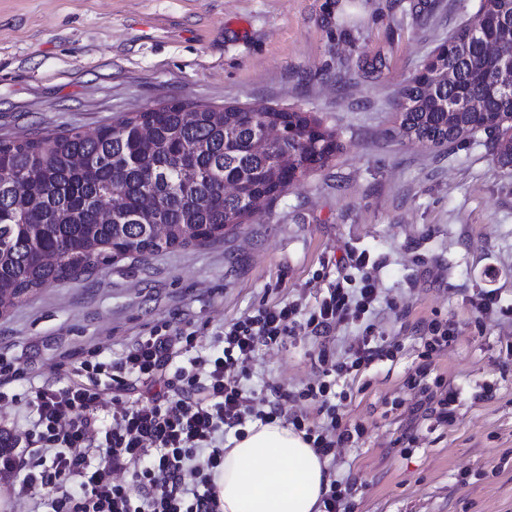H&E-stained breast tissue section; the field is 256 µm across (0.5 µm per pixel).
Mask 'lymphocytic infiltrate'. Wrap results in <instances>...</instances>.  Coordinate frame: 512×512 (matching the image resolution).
Here are the masks:
<instances>
[{
	"instance_id": "obj_1",
	"label": "lymphocytic infiltrate",
	"mask_w": 512,
	"mask_h": 512,
	"mask_svg": "<svg viewBox=\"0 0 512 512\" xmlns=\"http://www.w3.org/2000/svg\"><path fill=\"white\" fill-rule=\"evenodd\" d=\"M347 260L362 273L359 287L335 279L307 311L294 302L258 306L225 323L207 356L197 353L200 328L157 324L116 362L99 361L96 347L60 352L57 369L73 376V383L21 395L15 388L29 381L31 370L0 352V402H25L32 414L23 446L0 448V480H6L10 499L42 495L52 512H223L215 484L224 469L218 434L255 420H280L304 433L323 457L358 442L362 430L350 422L344 404L332 402L329 379L391 358L398 346L378 339L369 319L378 300L375 281L365 273L369 256L352 253ZM349 323L360 332L345 357L320 346L318 385L292 391L272 382L261 396L245 386L246 361L259 346H278L293 336L322 339ZM423 331L424 350L406 379L416 396L413 408L452 426L458 420L454 391L427 377L433 353L448 348L455 332L435 319ZM178 353L190 355L189 366H173ZM132 380L144 392L131 402L124 393ZM107 393L112 420L106 424L98 408Z\"/></svg>"
}]
</instances>
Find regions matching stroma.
I'll list each match as a JSON object with an SVG mask.
<instances>
[{
    "mask_svg": "<svg viewBox=\"0 0 512 512\" xmlns=\"http://www.w3.org/2000/svg\"><path fill=\"white\" fill-rule=\"evenodd\" d=\"M479 0H0V138L91 134L170 101L311 113L340 150L224 238L124 259L47 285L0 314V351L35 385L68 384L64 348L119 359L151 326L224 323L259 304L311 308L340 259L367 252L381 302L371 316L394 359L337 382L364 428L336 450L352 512H512V324L470 302L495 289L512 306V172L485 134L437 151L395 137L396 92L476 12ZM457 338L431 375L458 396L455 426L396 407L419 362L420 320ZM312 340L262 347L248 386L316 378ZM491 396H483V387ZM416 434L410 453L397 440Z\"/></svg>",
    "mask_w": 512,
    "mask_h": 512,
    "instance_id": "obj_1",
    "label": "stroma"
}]
</instances>
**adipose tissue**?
Masks as SVG:
<instances>
[{
    "mask_svg": "<svg viewBox=\"0 0 512 512\" xmlns=\"http://www.w3.org/2000/svg\"><path fill=\"white\" fill-rule=\"evenodd\" d=\"M326 481L311 442L276 421L228 436L216 485L224 512H319Z\"/></svg>",
    "mask_w": 512,
    "mask_h": 512,
    "instance_id": "ef3b65f1",
    "label": "adipose tissue"
}]
</instances>
